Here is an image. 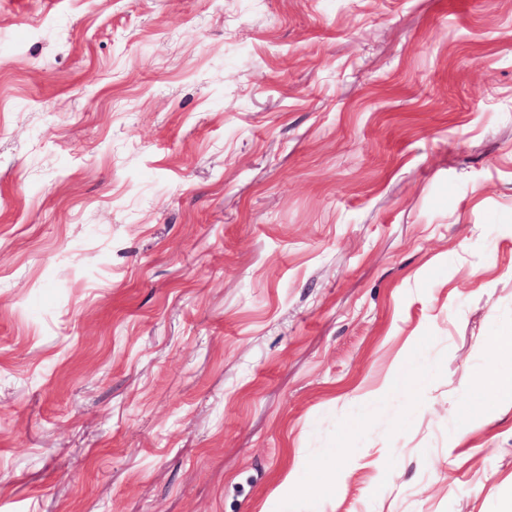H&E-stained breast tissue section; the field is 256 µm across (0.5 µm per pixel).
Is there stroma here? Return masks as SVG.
<instances>
[{
    "instance_id": "obj_1",
    "label": "stroma",
    "mask_w": 512,
    "mask_h": 512,
    "mask_svg": "<svg viewBox=\"0 0 512 512\" xmlns=\"http://www.w3.org/2000/svg\"><path fill=\"white\" fill-rule=\"evenodd\" d=\"M511 332L512 0H0V512H512Z\"/></svg>"
}]
</instances>
